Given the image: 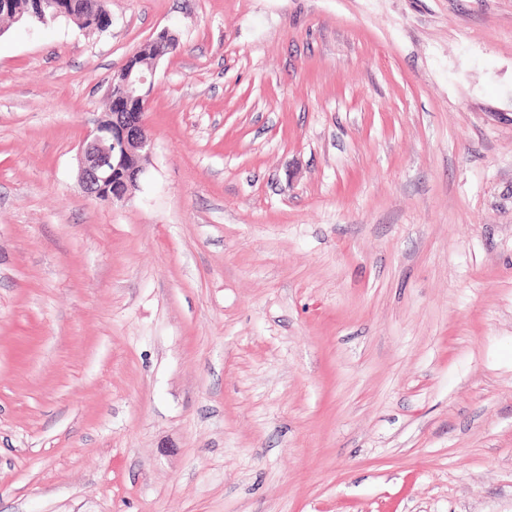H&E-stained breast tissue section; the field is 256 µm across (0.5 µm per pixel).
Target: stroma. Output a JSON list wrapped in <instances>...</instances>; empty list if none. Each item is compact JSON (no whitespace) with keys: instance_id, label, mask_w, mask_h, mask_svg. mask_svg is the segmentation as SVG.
Returning <instances> with one entry per match:
<instances>
[{"instance_id":"35a3bbf8","label":"stroma","mask_w":512,"mask_h":512,"mask_svg":"<svg viewBox=\"0 0 512 512\" xmlns=\"http://www.w3.org/2000/svg\"><path fill=\"white\" fill-rule=\"evenodd\" d=\"M108 8L0 31V512H512V0ZM129 58L118 70L123 75L118 90L114 78L109 85L108 97L117 103L115 112L108 100V121L100 120L87 130L79 149V183L84 193L113 205L125 202L129 188L144 173L143 164L135 162L146 160L153 145L143 116L146 110L126 112L124 107L138 102L146 107L154 71L129 65Z\"/></svg>"}]
</instances>
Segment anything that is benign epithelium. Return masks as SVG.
Here are the masks:
<instances>
[{
	"label": "benign epithelium",
	"instance_id": "1",
	"mask_svg": "<svg viewBox=\"0 0 512 512\" xmlns=\"http://www.w3.org/2000/svg\"><path fill=\"white\" fill-rule=\"evenodd\" d=\"M77 19L65 0H32L27 19L38 24L46 17ZM119 85H109V99L116 102L108 121H100L82 138L79 158V183L89 197L111 204L123 203L128 190L144 173L137 160L146 159L152 150L143 113L127 112L132 103L146 105L154 71L124 63L119 69Z\"/></svg>",
	"mask_w": 512,
	"mask_h": 512
}]
</instances>
